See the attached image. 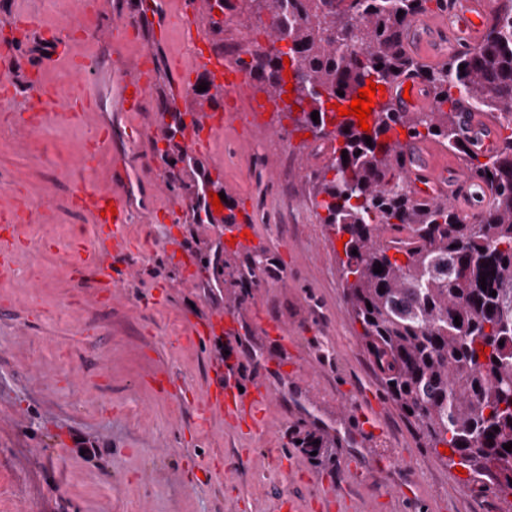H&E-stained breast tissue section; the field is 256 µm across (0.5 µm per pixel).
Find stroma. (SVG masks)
I'll return each instance as SVG.
<instances>
[{"label": "stroma", "instance_id": "stroma-1", "mask_svg": "<svg viewBox=\"0 0 512 512\" xmlns=\"http://www.w3.org/2000/svg\"><path fill=\"white\" fill-rule=\"evenodd\" d=\"M180 0H167V36L155 45L153 18L137 0H0V26L28 29L25 52L0 46V211L21 208L11 271L0 272V512H512L490 483H473L424 445L418 429L386 396L361 341L342 288L338 238L322 224L311 199L314 173L329 155L297 131L273 103L236 114L217 140L213 177L229 184L231 205L245 203L257 235L245 250L225 251L214 269L216 232L195 223V175L182 160L178 137L164 134L170 113L157 105L189 49ZM137 25L110 41L117 14ZM249 0H230L224 42L267 46ZM66 37L68 58L44 50ZM153 67L149 111L133 115L141 139L124 125L86 167L76 158L93 144L111 113L113 68ZM42 83L44 98L80 88L83 115L35 119L19 84ZM275 116L281 142L261 138L264 117ZM262 172L251 169L254 155ZM135 172L145 204L129 227L150 246L112 255L106 277L80 279L72 248L92 241L94 226L75 196L76 183L114 187L116 162ZM179 240L193 256L188 269L168 259L163 238ZM262 256L250 287L235 271ZM224 277L227 310L239 314L253 349L240 377L259 374L284 387L264 408L270 426L256 437L219 418L201 419L190 398H201L214 344L185 343L189 321L209 318L215 299L206 288ZM286 324L283 344L270 325ZM172 372L191 387L189 398L159 384ZM366 394L383 412L386 444L406 462L378 467L372 445L360 440L342 404ZM333 420L340 435L322 433L300 407ZM322 438L310 457L302 438ZM94 443L81 455L75 441ZM414 485V497L397 491Z\"/></svg>", "mask_w": 512, "mask_h": 512}]
</instances>
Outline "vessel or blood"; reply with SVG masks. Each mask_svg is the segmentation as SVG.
I'll list each match as a JSON object with an SVG mask.
<instances>
[{"mask_svg": "<svg viewBox=\"0 0 512 512\" xmlns=\"http://www.w3.org/2000/svg\"><path fill=\"white\" fill-rule=\"evenodd\" d=\"M199 0H184L182 15L191 44V56L187 65L177 69L172 77L171 88L184 93L190 86L191 75H203L209 91L219 100L237 98L242 87L251 83L250 74L237 62L215 56L206 46L209 37L206 21L198 9ZM494 7L493 0H453L448 12L416 17L409 26V50L426 64L434 65L442 59L443 46L450 45L465 50L478 44L484 37L485 22ZM150 94L149 85L136 76H118L113 80L112 120L127 121L130 113L145 111ZM432 98L420 78L407 75L405 81L386 88L383 96L375 98V110L391 108L399 112H418L431 108ZM233 114L217 118L210 104L194 108L189 124L184 127L182 139L185 152L190 157L206 154L224 127L232 125ZM460 126L475 145L488 149L496 141V123L484 113L468 109L460 111ZM400 145L409 163L407 178L414 194L424 198L445 199L463 216L470 217L484 210L491 201L488 188L478 187L470 172L463 166L452 164L447 155L435 143L401 139ZM118 188L102 192L85 186L77 187L76 193L83 202L84 210L91 216L96 230V248L88 250L85 241H78L77 266L81 273L103 274L106 257L113 252H126L131 244L126 235L132 223L136 206L130 187L132 174L123 164L115 166ZM200 204L208 208V218L215 224H226L230 235L217 238L218 247L235 244L245 249L251 244L247 234L252 230L249 214L224 209L221 213L209 209V194L213 189L209 170L199 172ZM116 209L115 215L105 212L106 206ZM191 340H215L225 335L242 336L239 320L216 309L201 324L189 326ZM274 384L266 378L254 380L248 387H241L239 372L234 362L214 361L209 367L206 401L202 407L204 416L220 415L244 424L256 431L268 432L269 426L259 417L262 405L274 394Z\"/></svg>", "mask_w": 512, "mask_h": 512, "instance_id": "obj_1", "label": "vessel or blood"}]
</instances>
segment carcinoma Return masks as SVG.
I'll use <instances>...</instances> for the list:
<instances>
[{
	"label": "carcinoma",
	"instance_id": "obj_1",
	"mask_svg": "<svg viewBox=\"0 0 512 512\" xmlns=\"http://www.w3.org/2000/svg\"><path fill=\"white\" fill-rule=\"evenodd\" d=\"M251 2L266 13L262 31L275 46L246 50V68L276 100L292 81L298 129L340 142L313 176V205L325 211L322 223L348 236L344 297L387 395L427 447H448L474 480L512 489V0H494L481 45L431 68L407 53V30L418 15L448 10V0ZM26 40L17 28L0 33L19 51ZM411 72L431 92L432 111L387 109L367 132L351 118L336 122L326 106ZM462 101L496 120L498 146L481 153L464 140ZM403 131L462 157L491 190L489 207L466 218L446 201L415 196L398 151Z\"/></svg>",
	"mask_w": 512,
	"mask_h": 512
}]
</instances>
